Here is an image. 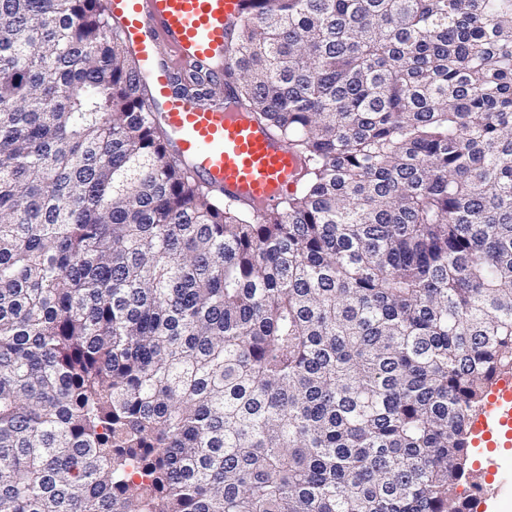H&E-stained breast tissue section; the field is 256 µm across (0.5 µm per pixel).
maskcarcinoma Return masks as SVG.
<instances>
[{"mask_svg": "<svg viewBox=\"0 0 512 512\" xmlns=\"http://www.w3.org/2000/svg\"><path fill=\"white\" fill-rule=\"evenodd\" d=\"M244 2L224 85L304 160L264 212L170 154L106 0H0V512H476L512 0Z\"/></svg>", "mask_w": 512, "mask_h": 512, "instance_id": "obj_1", "label": "carcinoma"}]
</instances>
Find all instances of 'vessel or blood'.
<instances>
[{
  "label": "vessel or blood",
  "mask_w": 512,
  "mask_h": 512,
  "mask_svg": "<svg viewBox=\"0 0 512 512\" xmlns=\"http://www.w3.org/2000/svg\"><path fill=\"white\" fill-rule=\"evenodd\" d=\"M120 35L150 93L147 108L170 134L169 145L213 191L264 211L293 191L302 162L247 113L207 105L181 92L176 72L203 66L224 73L225 27L243 0H108ZM476 448L512 445V376L500 377L470 417Z\"/></svg>",
  "instance_id": "obj_1"
}]
</instances>
